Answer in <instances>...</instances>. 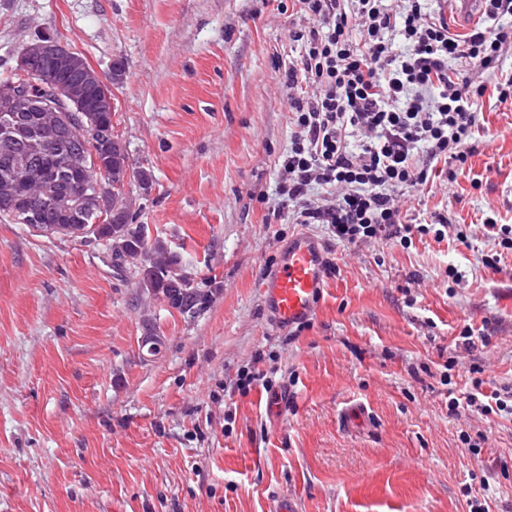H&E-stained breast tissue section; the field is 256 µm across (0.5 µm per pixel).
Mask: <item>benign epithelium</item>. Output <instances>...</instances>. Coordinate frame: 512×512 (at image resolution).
<instances>
[{
	"label": "benign epithelium",
	"instance_id": "benign-epithelium-1",
	"mask_svg": "<svg viewBox=\"0 0 512 512\" xmlns=\"http://www.w3.org/2000/svg\"><path fill=\"white\" fill-rule=\"evenodd\" d=\"M38 60L56 65L63 62L73 70L82 68L83 63V58L60 39L42 34L25 45L9 77L0 80V142L11 147L6 162L16 171L31 164V150L18 147L23 138H31L30 144L35 146L51 140L64 126L76 131L83 145H95L106 130L89 120L87 113L114 110L110 88L102 87L95 103L90 105L82 86L60 80L63 73L54 68L37 69ZM61 205L71 223H83L79 194L73 191L62 196Z\"/></svg>",
	"mask_w": 512,
	"mask_h": 512
}]
</instances>
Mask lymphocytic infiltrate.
<instances>
[{
	"label": "lymphocytic infiltrate",
	"mask_w": 512,
	"mask_h": 512,
	"mask_svg": "<svg viewBox=\"0 0 512 512\" xmlns=\"http://www.w3.org/2000/svg\"><path fill=\"white\" fill-rule=\"evenodd\" d=\"M303 52L285 75L294 128L280 156L279 209L289 223L325 224L338 241H443L447 214L404 221L400 198L455 181L477 150L487 86L512 103V0H483L457 35L429 0H298Z\"/></svg>",
	"instance_id": "obj_1"
}]
</instances>
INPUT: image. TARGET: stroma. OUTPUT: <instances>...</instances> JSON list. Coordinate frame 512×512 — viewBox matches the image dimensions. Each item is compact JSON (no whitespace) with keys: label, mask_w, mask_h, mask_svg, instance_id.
<instances>
[{"label":"stroma","mask_w":512,"mask_h":512,"mask_svg":"<svg viewBox=\"0 0 512 512\" xmlns=\"http://www.w3.org/2000/svg\"><path fill=\"white\" fill-rule=\"evenodd\" d=\"M304 22L298 0H0V75L41 32L122 64L112 131L153 177L127 186L131 217L208 298L180 314L105 242L0 219V512H512V416L448 404L512 388V255L482 263L485 217L512 225V106L487 90L463 173L404 199L406 222L447 212L467 243L273 217ZM302 229L339 270L290 333L260 282ZM255 367L271 388L235 390Z\"/></svg>","instance_id":"1"}]
</instances>
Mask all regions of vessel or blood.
Instances as JSON below:
<instances>
[{"instance_id":"1","label":"vessel or blood","mask_w":512,"mask_h":512,"mask_svg":"<svg viewBox=\"0 0 512 512\" xmlns=\"http://www.w3.org/2000/svg\"><path fill=\"white\" fill-rule=\"evenodd\" d=\"M326 250L315 236L294 235L280 261L262 281L265 305L277 327L291 328L310 321L327 279Z\"/></svg>"}]
</instances>
